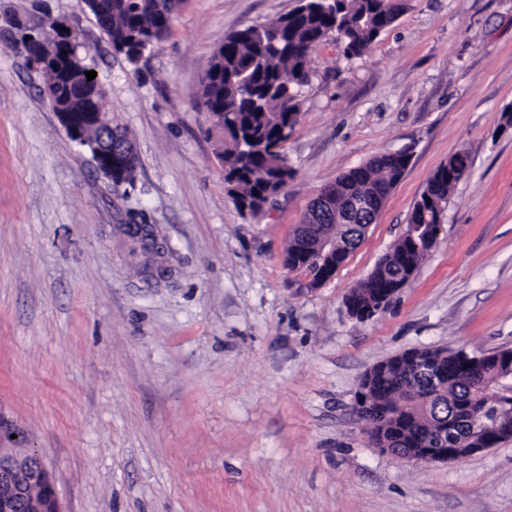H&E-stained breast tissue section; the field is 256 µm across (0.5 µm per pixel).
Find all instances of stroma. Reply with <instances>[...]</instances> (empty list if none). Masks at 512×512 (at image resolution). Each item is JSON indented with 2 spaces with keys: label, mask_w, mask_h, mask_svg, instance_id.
I'll use <instances>...</instances> for the list:
<instances>
[{
  "label": "stroma",
  "mask_w": 512,
  "mask_h": 512,
  "mask_svg": "<svg viewBox=\"0 0 512 512\" xmlns=\"http://www.w3.org/2000/svg\"><path fill=\"white\" fill-rule=\"evenodd\" d=\"M298 0H186L135 63L84 0H0L62 21L97 60L139 155L114 191L0 45V426L37 449L64 512H512V439L448 464L384 453L352 412L362 375L424 348H512V0H411L365 53L314 47L294 169L263 213L226 192L196 102L225 34ZM444 230L373 318L346 308L452 153ZM410 164L316 288L284 252L309 203L380 153ZM151 225L159 250L126 233Z\"/></svg>",
  "instance_id": "35a3bbf8"
}]
</instances>
